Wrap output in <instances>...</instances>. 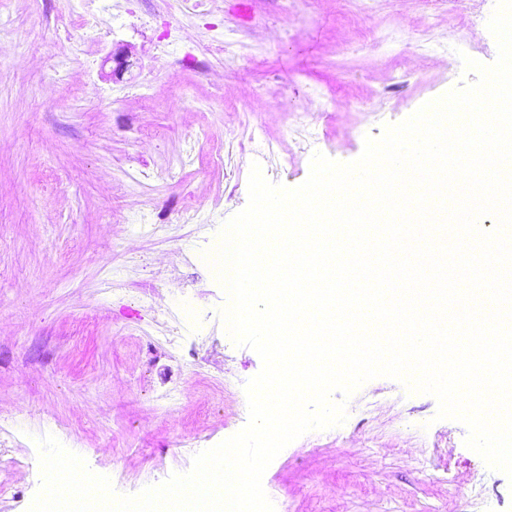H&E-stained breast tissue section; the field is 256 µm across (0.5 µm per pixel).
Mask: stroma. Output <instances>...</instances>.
I'll return each instance as SVG.
<instances>
[{"label":"stroma","instance_id":"stroma-1","mask_svg":"<svg viewBox=\"0 0 512 512\" xmlns=\"http://www.w3.org/2000/svg\"><path fill=\"white\" fill-rule=\"evenodd\" d=\"M108 4L94 39L58 25L63 0H0V457L17 462L0 512H28L46 435L134 495L240 431L262 360L228 336L203 255L246 207L252 165L300 186L314 153L355 161L477 78L435 63L471 37L448 0ZM347 413L267 467L275 512H470L475 480L490 512H512V477L433 396L379 377Z\"/></svg>","mask_w":512,"mask_h":512}]
</instances>
